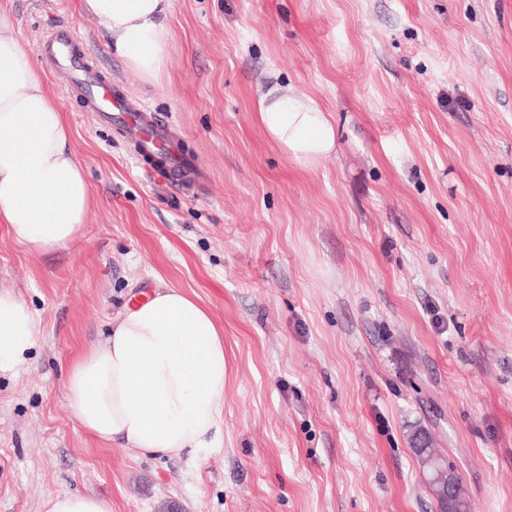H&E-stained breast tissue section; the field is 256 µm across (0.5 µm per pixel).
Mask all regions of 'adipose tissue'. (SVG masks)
<instances>
[{
    "label": "adipose tissue",
    "mask_w": 512,
    "mask_h": 512,
    "mask_svg": "<svg viewBox=\"0 0 512 512\" xmlns=\"http://www.w3.org/2000/svg\"><path fill=\"white\" fill-rule=\"evenodd\" d=\"M112 50L148 85L167 69L173 0H79ZM256 118L284 154L311 166L336 150V131L310 97L271 86ZM71 128L9 24L0 20V224L26 251L66 253L84 235L93 199L70 148ZM39 323L0 290V374L23 366ZM228 365L224 328L194 295L156 287L125 307L64 380L84 430L100 442L165 458L219 447Z\"/></svg>",
    "instance_id": "adipose-tissue-1"
}]
</instances>
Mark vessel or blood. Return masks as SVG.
<instances>
[{
  "label": "vessel or blood",
  "mask_w": 512,
  "mask_h": 512,
  "mask_svg": "<svg viewBox=\"0 0 512 512\" xmlns=\"http://www.w3.org/2000/svg\"><path fill=\"white\" fill-rule=\"evenodd\" d=\"M78 33L68 26L51 32L41 47V56L52 73L60 77L69 94L80 98L91 111L114 115L129 127L138 143V156L158 154L165 140L160 123L141 122L133 114L126 99L114 90L108 80L85 53L79 51Z\"/></svg>",
  "instance_id": "1"
}]
</instances>
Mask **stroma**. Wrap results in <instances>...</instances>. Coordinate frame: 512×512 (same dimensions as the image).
Masks as SVG:
<instances>
[{
  "instance_id": "obj_1",
  "label": "stroma",
  "mask_w": 512,
  "mask_h": 512,
  "mask_svg": "<svg viewBox=\"0 0 512 512\" xmlns=\"http://www.w3.org/2000/svg\"><path fill=\"white\" fill-rule=\"evenodd\" d=\"M33 64L61 25L170 127L196 173L146 178L122 128L51 75L93 207L69 253L0 224V290L40 321L0 376V512L107 497L112 512H439L424 427L468 512H512V0H175L149 86L78 0H0ZM276 81L336 127L304 167L256 105ZM195 293L224 327V445L173 459L88 435L69 363L130 296ZM423 433H425V431L422 428L417 426H411L408 439L410 445H414L415 447L417 436ZM425 446V438L420 436L417 442V447H415L416 450L414 451L416 455L420 458L422 465L426 467L427 470H431L432 466L437 463L441 465L443 469H445L446 463L445 461H443L441 453L438 451V449L434 448V442L431 437H428V442L426 446L427 448H425Z\"/></svg>"
}]
</instances>
